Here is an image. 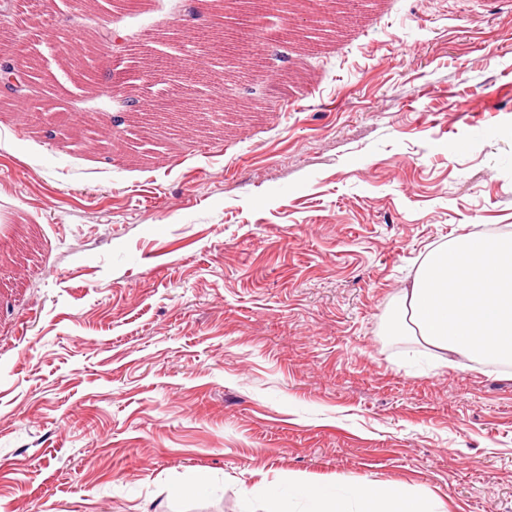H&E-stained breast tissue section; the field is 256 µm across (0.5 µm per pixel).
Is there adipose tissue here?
Masks as SVG:
<instances>
[{
  "label": "adipose tissue",
  "mask_w": 512,
  "mask_h": 512,
  "mask_svg": "<svg viewBox=\"0 0 512 512\" xmlns=\"http://www.w3.org/2000/svg\"><path fill=\"white\" fill-rule=\"evenodd\" d=\"M391 331L477 364L512 365V234L475 233L434 248L397 298ZM360 512H428L400 486L357 487Z\"/></svg>",
  "instance_id": "1"
}]
</instances>
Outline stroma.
I'll use <instances>...</instances> for the list:
<instances>
[{
    "mask_svg": "<svg viewBox=\"0 0 512 512\" xmlns=\"http://www.w3.org/2000/svg\"><path fill=\"white\" fill-rule=\"evenodd\" d=\"M185 7L55 0L44 82L0 111V512H306L297 485L365 481L512 512V367L388 332L430 250L512 232V0H366L289 62L211 60L220 121L98 131L108 52L165 53L135 94L176 90L190 54L142 42Z\"/></svg>",
    "mask_w": 512,
    "mask_h": 512,
    "instance_id": "1",
    "label": "stroma"
}]
</instances>
